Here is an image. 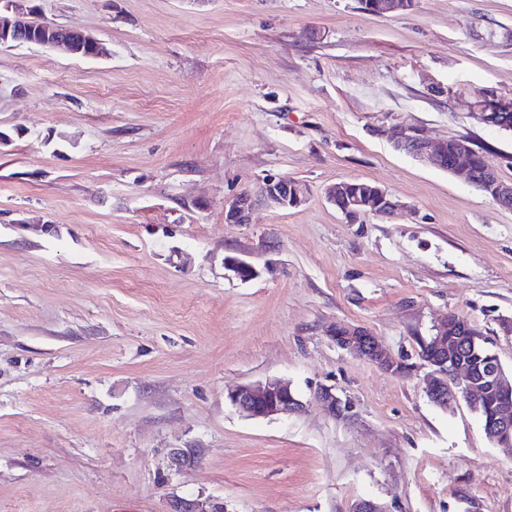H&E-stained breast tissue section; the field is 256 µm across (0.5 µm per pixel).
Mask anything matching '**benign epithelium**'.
I'll use <instances>...</instances> for the list:
<instances>
[{
	"label": "benign epithelium",
	"instance_id": "obj_1",
	"mask_svg": "<svg viewBox=\"0 0 512 512\" xmlns=\"http://www.w3.org/2000/svg\"><path fill=\"white\" fill-rule=\"evenodd\" d=\"M5 8L15 12V19L0 18V32L13 33V43L63 48L83 58L102 57L106 47L89 34L59 25L47 29L35 28L24 19L16 0H5ZM361 8L375 16H386L407 10L414 0H358ZM512 112V100L488 98L481 102L474 118L481 125L494 126L498 115ZM394 146L417 158H430L443 170L461 173L473 186L494 204L512 210V183H506L489 169L477 165V150L466 139L457 141L448 148V141L426 136L411 125H401L394 130ZM260 194L264 201L279 208L298 206L301 198L296 184L286 176H270L263 180ZM327 198L350 221L361 215L389 216L398 210L399 204L386 190L377 185L354 184L342 181L329 187ZM254 207V199L248 192L242 193L224 204V223L246 224ZM224 268L238 279L247 271L251 278L260 275V270L242 256L224 258ZM328 336L340 348L363 358L393 375H405L412 367L395 358L379 343L366 328L338 323ZM420 359L430 373L427 376L425 393L429 401L442 409L463 400L471 408L488 395L499 398L497 413L485 426L489 440L504 448L512 447V375H507L498 356L489 354L483 363L474 365L475 344L465 324L445 316L434 328L430 341L423 342ZM316 398L332 416L343 415L350 410L349 403L336 394L334 388L322 386ZM230 403L245 417L270 418L280 415H296L305 409L304 402L291 386L278 378H269L256 384L244 385L228 394ZM170 512H224V503L180 499L172 504Z\"/></svg>",
	"mask_w": 512,
	"mask_h": 512
}]
</instances>
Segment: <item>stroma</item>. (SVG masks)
<instances>
[{
    "label": "stroma",
    "instance_id": "1",
    "mask_svg": "<svg viewBox=\"0 0 512 512\" xmlns=\"http://www.w3.org/2000/svg\"><path fill=\"white\" fill-rule=\"evenodd\" d=\"M20 2L109 53L0 46V512H512V451L465 402H429L419 357L454 313L512 369V211L390 138L469 137L512 182V131L473 117L481 96L512 100V0L385 17L358 0ZM271 175L301 203L225 223ZM344 180L403 208L349 222L325 195ZM339 322L413 372L338 348ZM269 377L305 411L241 416L228 392ZM323 385L348 414L315 401ZM254 199L248 192L242 193L224 204V221L228 224H247L254 207Z\"/></svg>",
    "mask_w": 512,
    "mask_h": 512
}]
</instances>
